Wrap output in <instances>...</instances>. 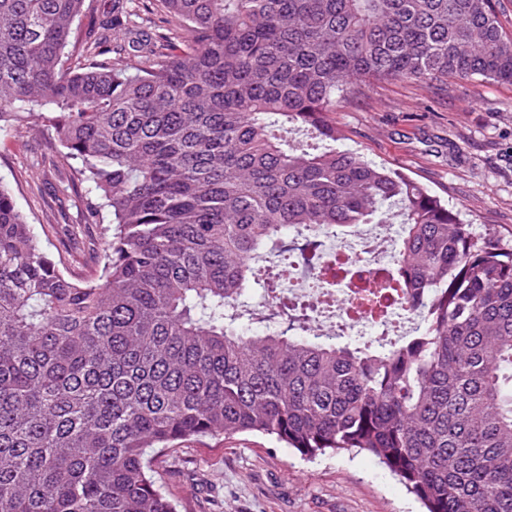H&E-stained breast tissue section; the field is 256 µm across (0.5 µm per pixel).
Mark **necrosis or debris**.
Segmentation results:
<instances>
[{
	"instance_id": "1",
	"label": "necrosis or debris",
	"mask_w": 512,
	"mask_h": 512,
	"mask_svg": "<svg viewBox=\"0 0 512 512\" xmlns=\"http://www.w3.org/2000/svg\"><path fill=\"white\" fill-rule=\"evenodd\" d=\"M317 235L326 239L328 255L340 262H352L353 274H334L326 267L307 269L303 276L289 275L283 289L289 296L309 302L317 308L313 324L321 335L335 333L337 323L347 328L372 330L384 335L391 326V318L407 319V312L393 307L390 316L379 315L371 302L385 286L382 271L391 269L396 239L388 225H361L350 235L335 238L325 228H317Z\"/></svg>"
}]
</instances>
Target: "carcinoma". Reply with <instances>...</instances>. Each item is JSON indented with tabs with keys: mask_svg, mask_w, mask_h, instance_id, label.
<instances>
[{
	"mask_svg": "<svg viewBox=\"0 0 512 512\" xmlns=\"http://www.w3.org/2000/svg\"><path fill=\"white\" fill-rule=\"evenodd\" d=\"M153 2L175 27L127 54L112 41L146 22L129 0L84 35L86 0H0V138H44L95 195L97 238L59 207L70 263L104 245L78 280L0 185V512H179L147 450L253 432L366 451L427 512H512V247L336 150L331 118L371 80L512 84L490 0ZM394 218L376 303L421 321L398 343H333L258 273L288 227ZM299 253L325 260L315 238ZM258 291L284 329L256 330Z\"/></svg>",
	"mask_w": 512,
	"mask_h": 512,
	"instance_id": "obj_1",
	"label": "carcinoma"
}]
</instances>
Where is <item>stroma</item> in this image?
Segmentation results:
<instances>
[{
    "mask_svg": "<svg viewBox=\"0 0 512 512\" xmlns=\"http://www.w3.org/2000/svg\"><path fill=\"white\" fill-rule=\"evenodd\" d=\"M337 148L398 169L461 211L475 233L496 230L512 245V84L473 80L370 81L337 103ZM0 184L40 234L59 247L50 226L58 197L70 221L88 223L78 198L50 167L42 141L0 142ZM151 465L184 512H423L418 499L377 458L354 450L301 456L256 433L195 436L151 451Z\"/></svg>",
    "mask_w": 512,
    "mask_h": 512,
    "instance_id": "1",
    "label": "stroma"
}]
</instances>
